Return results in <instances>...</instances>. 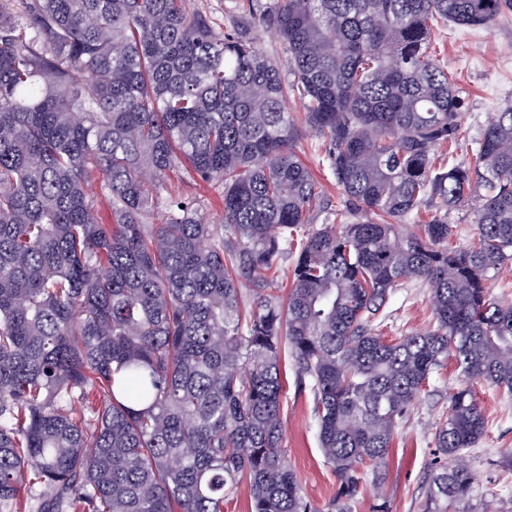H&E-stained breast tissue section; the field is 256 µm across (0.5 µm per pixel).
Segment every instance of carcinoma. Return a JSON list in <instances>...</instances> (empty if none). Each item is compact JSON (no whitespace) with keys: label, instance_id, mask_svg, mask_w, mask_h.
I'll return each mask as SVG.
<instances>
[{"label":"carcinoma","instance_id":"obj_1","mask_svg":"<svg viewBox=\"0 0 512 512\" xmlns=\"http://www.w3.org/2000/svg\"><path fill=\"white\" fill-rule=\"evenodd\" d=\"M249 2L265 26L188 0L0 9V512H224L243 481L251 512H357L448 357L512 395V301L486 287L512 260V106L475 168L437 162L461 102L431 51L434 23L489 27L512 0ZM291 102L345 197L323 224ZM170 173L220 189L224 223L164 194ZM471 202L465 247L438 212L403 231ZM412 279L434 325L389 340L373 322ZM288 356L338 480L322 511L283 460ZM485 432L452 393L421 512H491L458 465Z\"/></svg>","mask_w":512,"mask_h":512}]
</instances>
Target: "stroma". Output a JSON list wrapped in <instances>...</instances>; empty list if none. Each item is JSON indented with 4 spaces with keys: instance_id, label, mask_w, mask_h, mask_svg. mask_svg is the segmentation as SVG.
I'll return each mask as SVG.
<instances>
[{
    "instance_id": "stroma-1",
    "label": "stroma",
    "mask_w": 512,
    "mask_h": 512,
    "mask_svg": "<svg viewBox=\"0 0 512 512\" xmlns=\"http://www.w3.org/2000/svg\"><path fill=\"white\" fill-rule=\"evenodd\" d=\"M432 48L462 103L458 139L440 152L452 162L474 166L489 115L512 102V17L487 28L438 27ZM296 151L311 167L325 200L332 207L342 206L340 190L319 162L322 139L302 132ZM380 321V331L389 339L429 330L433 319L428 287L412 280L395 288ZM463 386L451 364L431 377L408 421L394 435L383 488L366 485L365 502H372L380 492L390 501L392 512H420L433 461L432 432L448 407L449 394ZM472 390L486 419V433L466 462L480 486L497 492L498 512H512V470L500 465L503 456L512 453V397L480 382ZM284 391V461L310 502L321 508L335 495L338 482L320 449L312 396L296 388L289 364L284 367Z\"/></svg>"
}]
</instances>
